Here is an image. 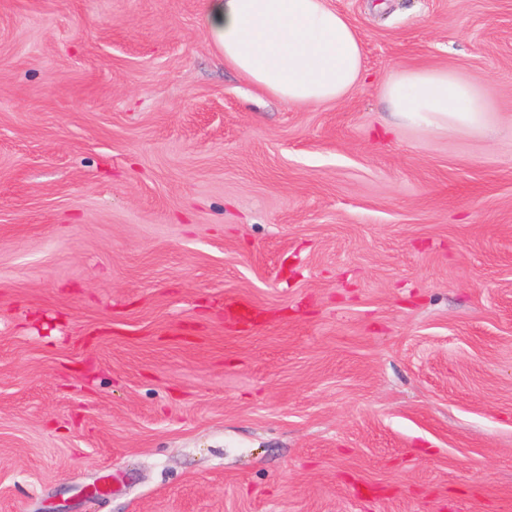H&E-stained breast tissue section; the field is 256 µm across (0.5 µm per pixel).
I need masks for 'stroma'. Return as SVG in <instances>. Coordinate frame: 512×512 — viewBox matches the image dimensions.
I'll return each instance as SVG.
<instances>
[{
  "instance_id": "stroma-1",
  "label": "stroma",
  "mask_w": 512,
  "mask_h": 512,
  "mask_svg": "<svg viewBox=\"0 0 512 512\" xmlns=\"http://www.w3.org/2000/svg\"><path fill=\"white\" fill-rule=\"evenodd\" d=\"M329 3L367 79L298 107L201 0H0V512H512V0ZM382 94L396 120L433 131L492 132L482 89L454 70L402 69L389 77Z\"/></svg>"
}]
</instances>
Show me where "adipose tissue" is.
<instances>
[{
  "instance_id": "obj_1",
  "label": "adipose tissue",
  "mask_w": 512,
  "mask_h": 512,
  "mask_svg": "<svg viewBox=\"0 0 512 512\" xmlns=\"http://www.w3.org/2000/svg\"><path fill=\"white\" fill-rule=\"evenodd\" d=\"M203 24L226 65L286 104L321 106L364 78L362 40L328 0H203ZM383 96L392 117L406 123L492 131L482 89L451 69L400 70Z\"/></svg>"
}]
</instances>
